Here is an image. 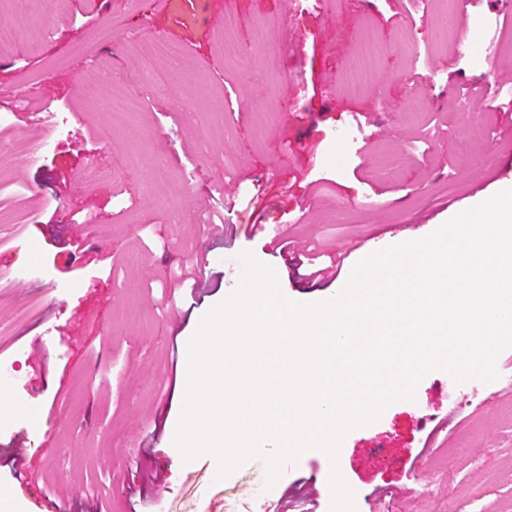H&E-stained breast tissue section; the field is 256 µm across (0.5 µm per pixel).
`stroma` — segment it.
<instances>
[{
	"mask_svg": "<svg viewBox=\"0 0 512 512\" xmlns=\"http://www.w3.org/2000/svg\"><path fill=\"white\" fill-rule=\"evenodd\" d=\"M226 18L241 52L279 68L228 66L217 47ZM474 20L501 48L475 63L456 39ZM439 26L431 0H45L0 58V141L13 151L0 171V359L20 360L5 378L16 407L0 431V487L13 512H51L55 500L64 512H142L152 498L160 512H251L260 500L330 512L335 467L356 512L512 502V347L495 381L430 372L413 399L348 432L337 461L308 450L272 485L264 459L221 479L214 455L187 461L168 442L188 371L180 353L201 313L237 290L241 254L271 266L287 298L325 301L366 252L424 238L512 181V18L501 0H476L442 45ZM367 28L383 52L374 83L351 91L344 74ZM154 39L183 58L164 95L134 78L135 45ZM86 81L134 100L126 124H112L106 97L84 95ZM474 87L495 98L480 106L487 134L465 162L472 121L456 104ZM20 96L68 113L66 133L15 110ZM160 158L169 178L157 186ZM92 165L112 179L86 181ZM174 196L186 222L168 218ZM205 212L222 236L195 222ZM203 250L209 286L194 299L171 276ZM339 254L341 275L311 285L293 265ZM32 264L47 279L18 281Z\"/></svg>",
	"mask_w": 512,
	"mask_h": 512,
	"instance_id": "stroma-1",
	"label": "stroma"
}]
</instances>
